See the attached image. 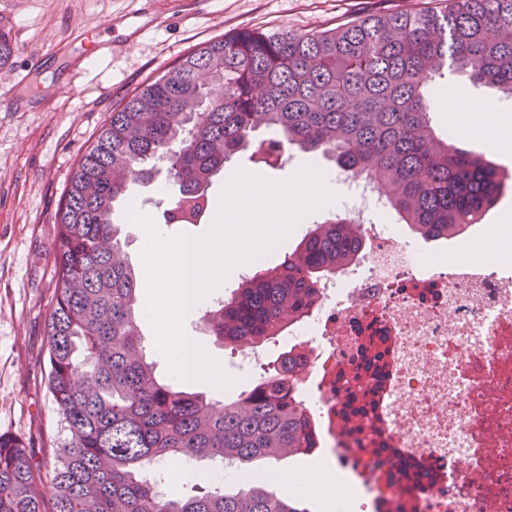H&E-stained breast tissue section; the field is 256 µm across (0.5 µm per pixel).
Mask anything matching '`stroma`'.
Returning a JSON list of instances; mask_svg holds the SVG:
<instances>
[{
	"mask_svg": "<svg viewBox=\"0 0 512 512\" xmlns=\"http://www.w3.org/2000/svg\"><path fill=\"white\" fill-rule=\"evenodd\" d=\"M441 0H205L190 8L184 0H0V27L10 30L15 51L0 65V92L22 91L46 98L40 112H0V435L21 439L36 456L69 442V433L47 389V323L58 287L54 275L59 229L56 214L72 170L107 122L112 110L148 79L185 54L240 30L309 32L336 27L357 16ZM147 8L155 23L107 57L87 58L76 91L62 87L63 64L46 62L25 86L13 73L27 68L69 23L93 36L124 39L129 17ZM438 131L464 149L482 154L512 177V150L463 135L443 106L432 110ZM236 280L219 295H207L185 321V330L225 374H232V350L209 332L205 313L217 297H230ZM182 477L164 484L169 493L197 488L235 489L236 469L220 460L181 461Z\"/></svg>",
	"mask_w": 512,
	"mask_h": 512,
	"instance_id": "stroma-1",
	"label": "stroma"
}]
</instances>
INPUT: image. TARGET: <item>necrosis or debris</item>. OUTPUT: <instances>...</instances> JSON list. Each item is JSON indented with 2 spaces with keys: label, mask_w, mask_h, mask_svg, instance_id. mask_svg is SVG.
I'll return each mask as SVG.
<instances>
[{
  "label": "necrosis or debris",
  "mask_w": 512,
  "mask_h": 512,
  "mask_svg": "<svg viewBox=\"0 0 512 512\" xmlns=\"http://www.w3.org/2000/svg\"><path fill=\"white\" fill-rule=\"evenodd\" d=\"M342 179L364 246L286 332L317 448L369 512H512V230L489 264L417 247L373 181Z\"/></svg>",
  "instance_id": "1"
}]
</instances>
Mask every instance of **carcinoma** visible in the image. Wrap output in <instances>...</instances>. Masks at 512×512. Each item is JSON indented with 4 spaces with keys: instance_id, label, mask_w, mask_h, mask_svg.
Returning <instances> with one entry per match:
<instances>
[{
    "instance_id": "obj_1",
    "label": "carcinoma",
    "mask_w": 512,
    "mask_h": 512,
    "mask_svg": "<svg viewBox=\"0 0 512 512\" xmlns=\"http://www.w3.org/2000/svg\"><path fill=\"white\" fill-rule=\"evenodd\" d=\"M457 76L512 98V0H448L443 10L362 15L324 31L243 30L193 51L113 109L57 215L48 388L70 440L55 452V494L42 496L33 449L0 435V512H308L303 497L247 474L233 493L161 490L172 456L245 466L308 455L312 423L289 353L230 400L156 377L115 203L163 163L174 187L163 223L199 224L211 211L212 178L237 153L250 147L256 168L275 169L288 144L365 174L399 223L445 239L482 223L505 187L494 163L432 125L433 83ZM261 129L277 137L255 139ZM362 244L358 224L328 214L279 264L242 279L207 312L211 335L237 348L275 338Z\"/></svg>"
}]
</instances>
